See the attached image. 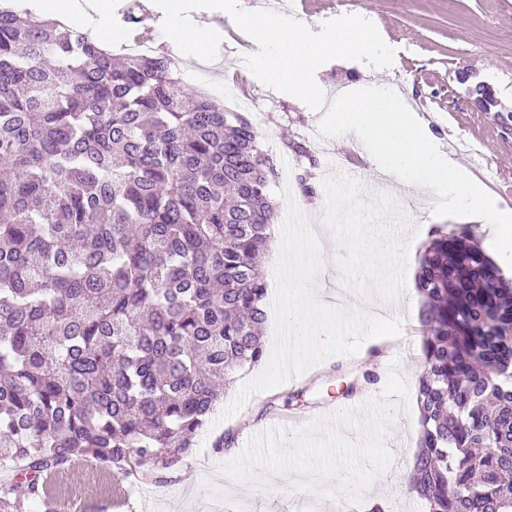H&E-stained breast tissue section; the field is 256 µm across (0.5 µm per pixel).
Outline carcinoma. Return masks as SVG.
I'll return each mask as SVG.
<instances>
[{
    "label": "carcinoma",
    "mask_w": 512,
    "mask_h": 512,
    "mask_svg": "<svg viewBox=\"0 0 512 512\" xmlns=\"http://www.w3.org/2000/svg\"><path fill=\"white\" fill-rule=\"evenodd\" d=\"M0 168V465L29 499L77 455L170 481L263 358L276 159L169 57L0 8ZM475 237L415 275L424 512H512V278Z\"/></svg>",
    "instance_id": "obj_1"
}]
</instances>
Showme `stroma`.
Wrapping results in <instances>:
<instances>
[{"label": "stroma", "instance_id": "stroma-1", "mask_svg": "<svg viewBox=\"0 0 512 512\" xmlns=\"http://www.w3.org/2000/svg\"><path fill=\"white\" fill-rule=\"evenodd\" d=\"M138 2L153 49L175 52L176 70L186 84L230 110L238 100L249 102L263 149L275 157L293 187L289 197L284 185L272 187L278 204L275 227H282L290 205L319 200L314 221L320 226V244L336 236L342 241L324 277L323 304L334 306L339 295L360 304L376 290L403 293L413 286L418 256L432 230L467 225L464 217L433 215V191L402 196L403 181L373 162L360 140L347 134L320 138L321 112L265 86L244 65L243 56L256 52L257 46L228 13L210 14L221 42L216 59L208 62L178 52L162 32V11L153 0ZM285 12L315 32L345 15L372 21L396 51L393 65L379 69L360 61H330L316 71V83L327 93L368 87L395 91L411 112L428 122L439 147L501 206L512 209V0H288ZM466 69L486 82L502 113L475 108L457 80ZM288 141L305 143L316 166L287 151ZM311 178L316 181L312 197L302 190ZM418 311L415 300L397 309L404 321L402 337L367 340L355 355L326 358L294 382L253 394L234 416L208 422L174 482L159 484L99 463L90 469L70 463L55 473L53 499L30 501L29 512H58L61 502L68 503V512H221L228 499L243 512H321L319 496L296 492L295 478L244 495L234 491L219 467L239 456L276 419L310 418L320 407L339 410L379 395L390 370L414 384L421 372ZM369 371L377 374V383L364 381ZM349 384L355 391L348 395L344 389ZM418 424L417 406L397 413L386 441L399 449L390 468L393 479L372 487L393 500L399 512H423L421 500L405 481ZM227 430L235 434L233 448L215 452L214 440Z\"/></svg>", "mask_w": 512, "mask_h": 512}]
</instances>
